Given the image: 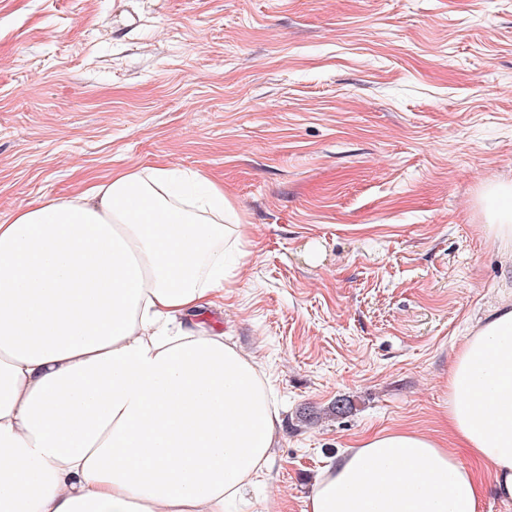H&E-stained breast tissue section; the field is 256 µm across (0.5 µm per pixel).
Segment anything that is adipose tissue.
<instances>
[{"label": "adipose tissue", "instance_id": "1", "mask_svg": "<svg viewBox=\"0 0 512 512\" xmlns=\"http://www.w3.org/2000/svg\"><path fill=\"white\" fill-rule=\"evenodd\" d=\"M178 180L117 169L0 223V512H224L268 464L281 415L203 317L247 227L225 223L223 187L189 202ZM479 198L512 264V182ZM446 422L457 448L412 429L363 437L305 512H482L479 462L512 498V309L457 353Z\"/></svg>", "mask_w": 512, "mask_h": 512}]
</instances>
